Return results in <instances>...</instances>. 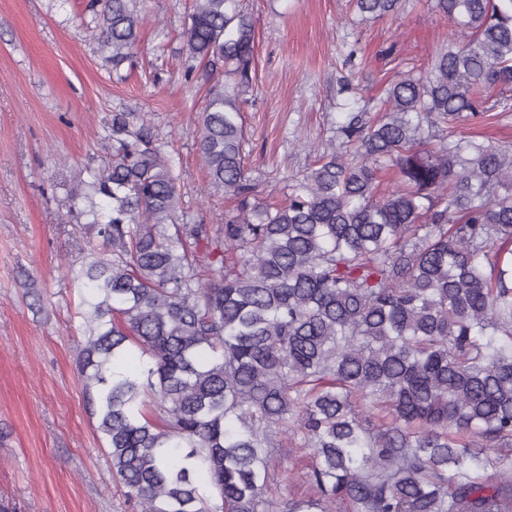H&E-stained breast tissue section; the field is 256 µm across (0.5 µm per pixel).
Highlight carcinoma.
<instances>
[{
  "label": "carcinoma",
  "mask_w": 512,
  "mask_h": 512,
  "mask_svg": "<svg viewBox=\"0 0 512 512\" xmlns=\"http://www.w3.org/2000/svg\"><path fill=\"white\" fill-rule=\"evenodd\" d=\"M194 0L182 75L218 81L200 113L222 224L179 221L180 175L134 112L71 208L102 239L67 276L85 307L79 360L112 472L140 512H273L271 462L298 440L317 495L282 512H512V148L432 130L508 100L512 0H435L455 25L424 80L350 112L288 201H258L236 90L255 22ZM361 20L401 0H353ZM117 68L144 0H89ZM393 169L396 187L379 192Z\"/></svg>",
  "instance_id": "carcinoma-1"
}]
</instances>
